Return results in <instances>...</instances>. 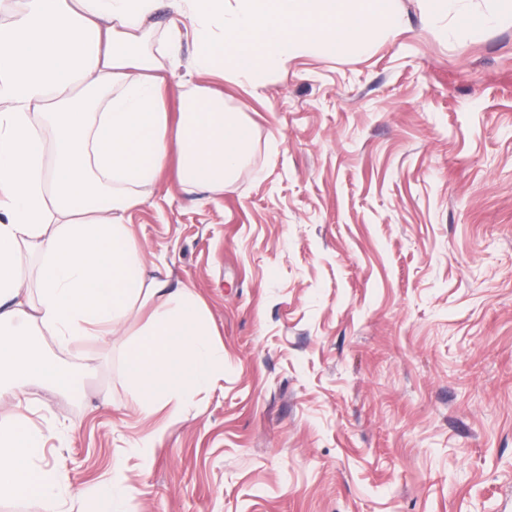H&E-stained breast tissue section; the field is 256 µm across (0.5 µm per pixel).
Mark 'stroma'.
<instances>
[{
  "label": "stroma",
  "mask_w": 512,
  "mask_h": 512,
  "mask_svg": "<svg viewBox=\"0 0 512 512\" xmlns=\"http://www.w3.org/2000/svg\"><path fill=\"white\" fill-rule=\"evenodd\" d=\"M340 54L224 94L252 139L220 192L174 170L127 214L147 276L190 288L222 360L152 414L103 340L38 347L78 390L0 392L49 440L64 506L120 471L127 512H512V22L470 37L426 0ZM153 436L151 462L134 447Z\"/></svg>",
  "instance_id": "stroma-1"
}]
</instances>
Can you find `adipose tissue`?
I'll return each mask as SVG.
<instances>
[{
  "mask_svg": "<svg viewBox=\"0 0 512 512\" xmlns=\"http://www.w3.org/2000/svg\"><path fill=\"white\" fill-rule=\"evenodd\" d=\"M157 0H0V378L57 388L74 374L35 353L30 327L62 348L111 335L140 299L155 312L125 353L144 412L208 388L218 363L194 292L146 280L125 215L169 159L182 184L220 191L251 140L223 96L160 75L180 32L154 34ZM179 101L170 125L166 101ZM37 249L39 301L28 311L23 254ZM45 432L0 422V499L37 497L62 512Z\"/></svg>",
  "mask_w": 512,
  "mask_h": 512,
  "instance_id": "adipose-tissue-1",
  "label": "adipose tissue"
}]
</instances>
